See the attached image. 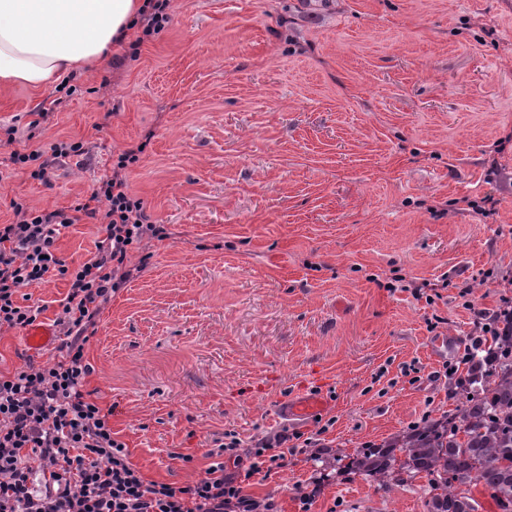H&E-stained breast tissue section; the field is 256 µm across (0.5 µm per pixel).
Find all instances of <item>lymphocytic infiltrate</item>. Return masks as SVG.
Instances as JSON below:
<instances>
[{
  "mask_svg": "<svg viewBox=\"0 0 512 512\" xmlns=\"http://www.w3.org/2000/svg\"><path fill=\"white\" fill-rule=\"evenodd\" d=\"M10 161L33 165V178L47 180L51 158L79 155L83 141L50 146L17 141L6 127ZM146 142H132L116 155L112 170L97 180L72 212L43 211L20 198L9 201L10 223L0 224V331L32 327L44 308L27 287L51 277L69 288L54 320L58 355L48 365L32 359L0 372V512H274L273 500L244 494L240 476L283 468L278 449L289 437L278 434L244 446L238 433L205 453L204 473L182 486L149 481L129 460L112 430L111 411L91 401L85 389L93 367L85 347L97 320L134 274L130 254L147 240L169 238L167 225L152 221L128 174ZM90 219L102 236L95 252L69 265L57 257L62 230ZM234 472H226L225 459Z\"/></svg>",
  "mask_w": 512,
  "mask_h": 512,
  "instance_id": "lymphocytic-infiltrate-1",
  "label": "lymphocytic infiltrate"
}]
</instances>
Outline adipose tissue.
Here are the masks:
<instances>
[{
  "instance_id": "ef3b65f1",
  "label": "adipose tissue",
  "mask_w": 512,
  "mask_h": 512,
  "mask_svg": "<svg viewBox=\"0 0 512 512\" xmlns=\"http://www.w3.org/2000/svg\"><path fill=\"white\" fill-rule=\"evenodd\" d=\"M143 0H0V85L44 87L100 62Z\"/></svg>"
}]
</instances>
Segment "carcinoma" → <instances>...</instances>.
Instances as JSON below:
<instances>
[{
    "label": "carcinoma",
    "mask_w": 512,
    "mask_h": 512,
    "mask_svg": "<svg viewBox=\"0 0 512 512\" xmlns=\"http://www.w3.org/2000/svg\"><path fill=\"white\" fill-rule=\"evenodd\" d=\"M489 341L464 359L454 413L413 427L396 445L362 448L342 469L383 488L403 473L424 475L426 512H476L478 484L500 512H512V322Z\"/></svg>",
    "instance_id": "carcinoma-1"
}]
</instances>
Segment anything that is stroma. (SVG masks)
<instances>
[{
	"instance_id": "35a3bbf8",
	"label": "stroma",
	"mask_w": 512,
	"mask_h": 512,
	"mask_svg": "<svg viewBox=\"0 0 512 512\" xmlns=\"http://www.w3.org/2000/svg\"><path fill=\"white\" fill-rule=\"evenodd\" d=\"M138 57L112 45L57 85L0 86V125L83 140L49 182L0 169V198L70 210L148 139L132 190L170 238L85 349V388L149 481L183 485L212 439L322 432L243 480L277 512H425L424 478L384 489L339 453L387 446L456 407L474 309L512 299V0H172ZM47 113L30 130L33 113ZM80 222L56 253L84 261ZM447 279L434 304L392 277ZM473 309H466L465 301ZM31 350L0 334V369ZM457 367L456 376L445 373ZM317 416L288 420L300 397ZM315 490L310 507L299 493Z\"/></svg>"
}]
</instances>
